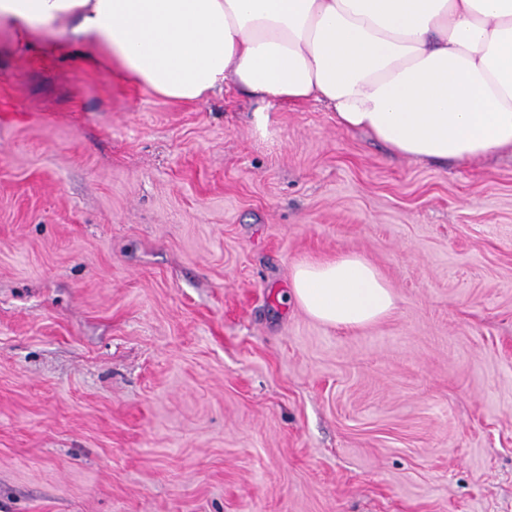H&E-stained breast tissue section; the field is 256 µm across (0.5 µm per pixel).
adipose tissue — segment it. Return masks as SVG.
Returning <instances> with one entry per match:
<instances>
[{
	"mask_svg": "<svg viewBox=\"0 0 512 512\" xmlns=\"http://www.w3.org/2000/svg\"><path fill=\"white\" fill-rule=\"evenodd\" d=\"M0 29L194 103L232 83L266 107L316 101L345 130L415 159L476 162L512 150V0H0ZM293 296L355 328L391 312L354 255L301 261Z\"/></svg>",
	"mask_w": 512,
	"mask_h": 512,
	"instance_id": "1",
	"label": "adipose tissue"
}]
</instances>
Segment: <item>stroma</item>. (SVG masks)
Listing matches in <instances>:
<instances>
[{"instance_id": "obj_1", "label": "stroma", "mask_w": 512, "mask_h": 512, "mask_svg": "<svg viewBox=\"0 0 512 512\" xmlns=\"http://www.w3.org/2000/svg\"><path fill=\"white\" fill-rule=\"evenodd\" d=\"M0 51V512H512V151ZM354 254L355 329L292 267ZM293 296L315 319L336 328L377 321L394 308V296L380 274L354 255L300 261L292 268Z\"/></svg>"}]
</instances>
